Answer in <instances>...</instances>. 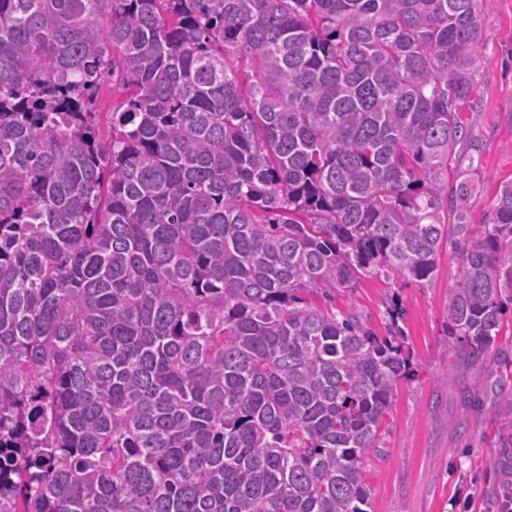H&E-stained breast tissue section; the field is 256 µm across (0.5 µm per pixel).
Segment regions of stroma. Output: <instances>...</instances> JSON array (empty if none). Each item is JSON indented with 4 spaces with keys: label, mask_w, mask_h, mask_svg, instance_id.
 Listing matches in <instances>:
<instances>
[{
    "label": "stroma",
    "mask_w": 512,
    "mask_h": 512,
    "mask_svg": "<svg viewBox=\"0 0 512 512\" xmlns=\"http://www.w3.org/2000/svg\"><path fill=\"white\" fill-rule=\"evenodd\" d=\"M484 66L460 120L476 147L471 176L482 188L470 221H487L501 182L512 180V0H483ZM458 261L442 250L433 280L362 278L317 306L354 310L376 335L399 309L413 372L400 381L379 439L364 460L371 512H488L491 492L512 491V302L506 303L491 368L448 346V290Z\"/></svg>",
    "instance_id": "35a3bbf8"
}]
</instances>
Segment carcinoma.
Here are the masks:
<instances>
[{
  "label": "carcinoma",
  "instance_id": "1",
  "mask_svg": "<svg viewBox=\"0 0 512 512\" xmlns=\"http://www.w3.org/2000/svg\"><path fill=\"white\" fill-rule=\"evenodd\" d=\"M481 3L0 0L1 501L369 512L399 313L308 296L425 285L446 243L448 346L487 363L512 182L471 224L453 165Z\"/></svg>",
  "mask_w": 512,
  "mask_h": 512
}]
</instances>
